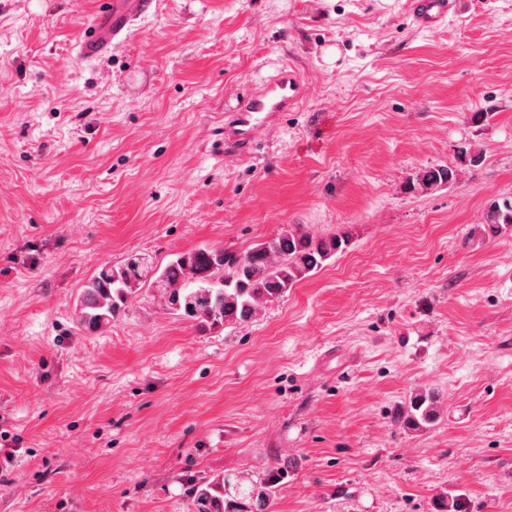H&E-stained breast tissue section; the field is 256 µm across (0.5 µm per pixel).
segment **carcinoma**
I'll return each instance as SVG.
<instances>
[{
    "mask_svg": "<svg viewBox=\"0 0 512 512\" xmlns=\"http://www.w3.org/2000/svg\"><path fill=\"white\" fill-rule=\"evenodd\" d=\"M457 179L450 165H436L410 182L411 190L428 192ZM512 229V197L488 202L481 233L495 237ZM349 245L345 233L317 237L284 227L272 238L238 252L204 245L181 253L161 269V294L171 313L204 330L242 324L256 318L265 305L283 297L309 273ZM148 283V270L136 256L115 267L103 265L81 289L78 323L97 331L117 319L138 290ZM440 397L430 388L412 393L399 415L411 430H426L440 419ZM288 469L266 477L216 474L191 485L194 512H271ZM434 512H461L458 498L445 492L434 499Z\"/></svg>",
    "mask_w": 512,
    "mask_h": 512,
    "instance_id": "cac0c4a2",
    "label": "carcinoma"
}]
</instances>
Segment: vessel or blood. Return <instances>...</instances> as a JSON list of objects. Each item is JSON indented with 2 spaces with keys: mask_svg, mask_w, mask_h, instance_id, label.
Wrapping results in <instances>:
<instances>
[{
  "mask_svg": "<svg viewBox=\"0 0 512 512\" xmlns=\"http://www.w3.org/2000/svg\"><path fill=\"white\" fill-rule=\"evenodd\" d=\"M157 0H112V34H126L133 20L155 9ZM456 0H411L416 26L433 30L455 14ZM305 98V84L299 72L282 67L274 79L250 85L224 114V142L237 154L251 153L259 132L284 112L299 106Z\"/></svg>",
  "mask_w": 512,
  "mask_h": 512,
  "instance_id": "obj_1",
  "label": "vessel or blood"
}]
</instances>
